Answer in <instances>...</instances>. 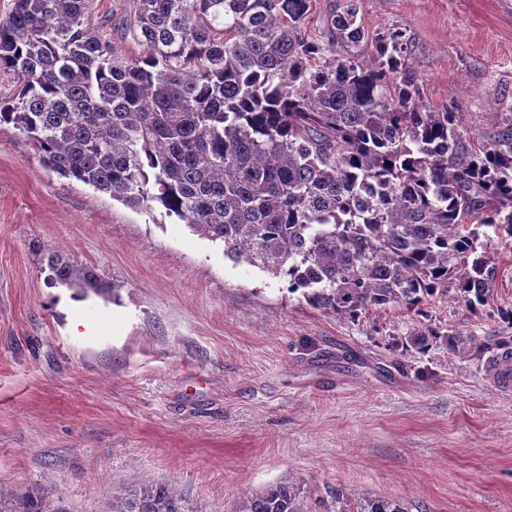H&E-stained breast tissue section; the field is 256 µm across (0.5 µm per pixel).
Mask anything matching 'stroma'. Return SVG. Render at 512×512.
Instances as JSON below:
<instances>
[{
	"label": "stroma",
	"instance_id": "stroma-1",
	"mask_svg": "<svg viewBox=\"0 0 512 512\" xmlns=\"http://www.w3.org/2000/svg\"><path fill=\"white\" fill-rule=\"evenodd\" d=\"M369 33L405 29L427 107L487 140L512 113V0H360ZM113 294L51 285L41 255ZM488 303L455 293L350 318L225 259L164 209L131 208L43 168L0 126V488L54 487L55 512H105L131 482L187 512L300 483L512 512V384L446 335L512 338V244L487 241Z\"/></svg>",
	"mask_w": 512,
	"mask_h": 512
}]
</instances>
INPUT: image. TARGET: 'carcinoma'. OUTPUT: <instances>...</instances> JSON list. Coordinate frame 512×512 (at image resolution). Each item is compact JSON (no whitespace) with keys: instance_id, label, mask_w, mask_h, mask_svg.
Segmentation results:
<instances>
[{"instance_id":"1","label":"carcinoma","mask_w":512,"mask_h":512,"mask_svg":"<svg viewBox=\"0 0 512 512\" xmlns=\"http://www.w3.org/2000/svg\"><path fill=\"white\" fill-rule=\"evenodd\" d=\"M93 0H13L0 19V100L38 160L131 208L157 204L224 257L355 318L456 289L476 309L494 279L470 223L512 239V113L475 144L462 113L424 106L410 42L370 35L358 0L317 32L316 0H126L119 58ZM373 54H368V47ZM51 284L107 294L90 267L46 257ZM49 491L0 490V512H46ZM334 512H410L399 499ZM106 512H186L166 483H134ZM233 512H302L300 488L244 491Z\"/></svg>"}]
</instances>
